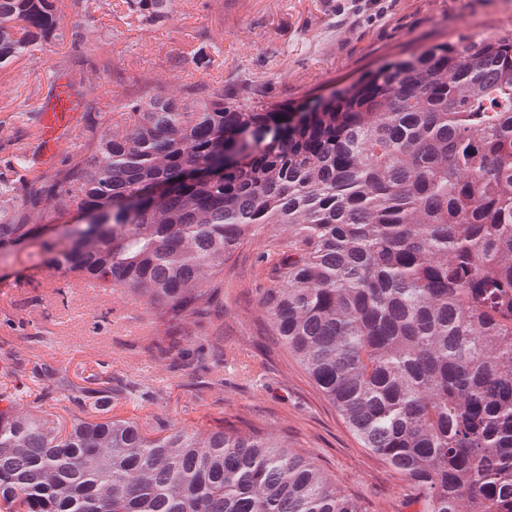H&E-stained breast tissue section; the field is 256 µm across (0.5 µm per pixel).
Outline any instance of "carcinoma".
Wrapping results in <instances>:
<instances>
[{
	"label": "carcinoma",
	"mask_w": 512,
	"mask_h": 512,
	"mask_svg": "<svg viewBox=\"0 0 512 512\" xmlns=\"http://www.w3.org/2000/svg\"><path fill=\"white\" fill-rule=\"evenodd\" d=\"M147 22L169 0H127ZM58 32L53 0H0V69ZM93 217L46 263L129 294L160 351L213 326L224 265L270 225L288 254L261 306L280 344L419 512H512V28L448 40L330 97L224 83L125 100L67 167L0 175V252ZM77 411L0 372V512H359L288 441L249 427L149 432L112 401L164 398L90 374Z\"/></svg>",
	"instance_id": "carcinoma-1"
}]
</instances>
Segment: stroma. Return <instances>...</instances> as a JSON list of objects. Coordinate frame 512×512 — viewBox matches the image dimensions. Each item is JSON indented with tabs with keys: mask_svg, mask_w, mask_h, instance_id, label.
I'll list each match as a JSON object with an SVG mask.
<instances>
[{
	"mask_svg": "<svg viewBox=\"0 0 512 512\" xmlns=\"http://www.w3.org/2000/svg\"><path fill=\"white\" fill-rule=\"evenodd\" d=\"M54 3L60 31L82 29L84 42L52 41L0 70V172L22 157L41 173L37 106L61 76L78 92L79 130L110 120L121 101L178 97L215 79L266 100L327 95L402 50L512 27V0H170L159 23L142 21L125 0ZM287 243V227L262 229L226 265L224 381L215 385L197 355L201 338L186 341L183 359L162 355L147 340L154 326L142 302L67 285L39 264L37 241L21 242L0 256V370L25 381L39 367L46 384L102 372L166 391L165 400L114 412L148 429L250 425L287 439L361 512H417L403 477L360 445L271 331L260 297Z\"/></svg>",
	"mask_w": 512,
	"mask_h": 512,
	"instance_id": "1",
	"label": "stroma"
}]
</instances>
